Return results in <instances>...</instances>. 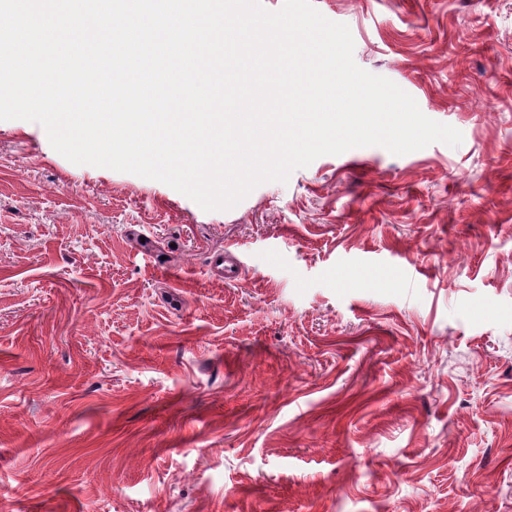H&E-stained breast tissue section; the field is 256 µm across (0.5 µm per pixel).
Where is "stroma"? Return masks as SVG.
<instances>
[{"mask_svg":"<svg viewBox=\"0 0 512 512\" xmlns=\"http://www.w3.org/2000/svg\"><path fill=\"white\" fill-rule=\"evenodd\" d=\"M312 3L462 143L207 212L0 121V512H512V0ZM233 248V249H232ZM234 246L228 245L225 252L213 255L210 261V270L212 275L222 277L228 281H234L238 276V263L231 260H227L230 254H233ZM224 254L226 256L225 263L229 262V265L224 266Z\"/></svg>","mask_w":512,"mask_h":512,"instance_id":"obj_1","label":"stroma"}]
</instances>
